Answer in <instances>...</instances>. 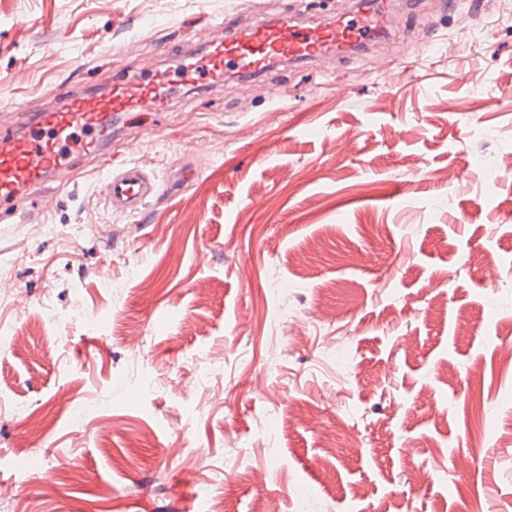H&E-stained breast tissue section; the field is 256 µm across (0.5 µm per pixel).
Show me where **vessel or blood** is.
<instances>
[{"mask_svg": "<svg viewBox=\"0 0 512 512\" xmlns=\"http://www.w3.org/2000/svg\"><path fill=\"white\" fill-rule=\"evenodd\" d=\"M389 30L386 10L361 6L332 22L260 19L233 31L216 25L204 54L184 64L178 79L151 70L138 80H115L107 94L73 97L55 111L38 114L29 132H1L0 201L19 203L23 191L50 179H65L70 168L68 152L77 133L92 134L88 147L96 149L95 134L108 131L116 116L164 109L175 84H216L231 70L253 77L284 60L341 57L383 44ZM100 190L112 210L134 215L162 192L163 184L138 166L121 161L101 179Z\"/></svg>", "mask_w": 512, "mask_h": 512, "instance_id": "1", "label": "vessel or blood"}]
</instances>
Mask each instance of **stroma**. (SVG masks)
Masks as SVG:
<instances>
[{
	"instance_id": "1",
	"label": "stroma",
	"mask_w": 512,
	"mask_h": 512,
	"mask_svg": "<svg viewBox=\"0 0 512 512\" xmlns=\"http://www.w3.org/2000/svg\"><path fill=\"white\" fill-rule=\"evenodd\" d=\"M352 5L0 0V126L161 45L175 68L199 24ZM463 7L401 15L392 84L364 49L185 87L25 195L0 512H204L203 483L223 512H512V0ZM116 158L164 184L138 214L96 188Z\"/></svg>"
}]
</instances>
